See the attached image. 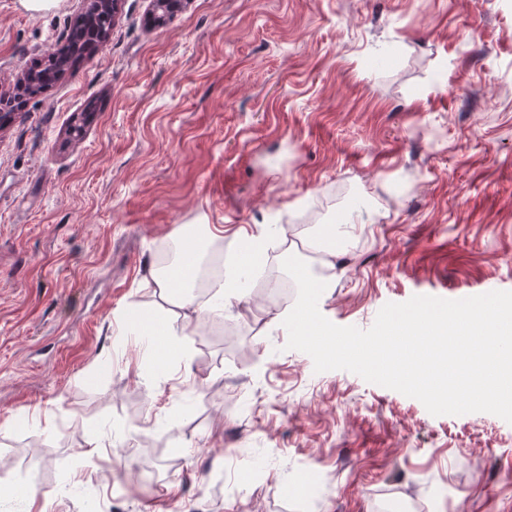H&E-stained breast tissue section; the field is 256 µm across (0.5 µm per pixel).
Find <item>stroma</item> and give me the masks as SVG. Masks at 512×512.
<instances>
[{
  "instance_id": "stroma-1",
  "label": "stroma",
  "mask_w": 512,
  "mask_h": 512,
  "mask_svg": "<svg viewBox=\"0 0 512 512\" xmlns=\"http://www.w3.org/2000/svg\"><path fill=\"white\" fill-rule=\"evenodd\" d=\"M86 0H0V88ZM109 38L0 128V512H512V424L431 415L286 349L285 241L349 239L318 307L512 291V0H190ZM355 221L340 224L344 212ZM271 274L159 355L152 274L177 232ZM94 487L96 505L79 494Z\"/></svg>"
}]
</instances>
